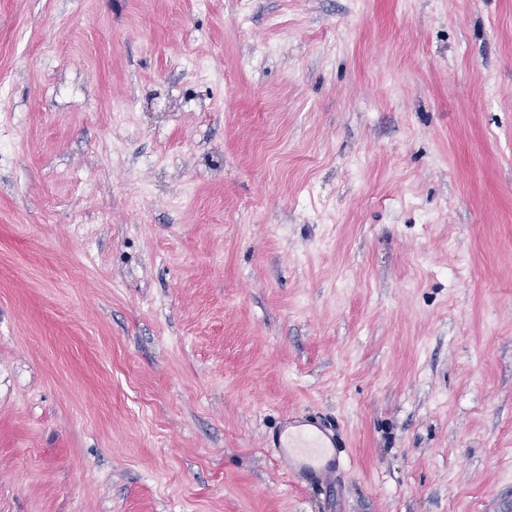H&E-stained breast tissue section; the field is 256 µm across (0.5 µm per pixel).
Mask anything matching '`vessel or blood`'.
Returning a JSON list of instances; mask_svg holds the SVG:
<instances>
[{
    "label": "vessel or blood",
    "mask_w": 512,
    "mask_h": 512,
    "mask_svg": "<svg viewBox=\"0 0 512 512\" xmlns=\"http://www.w3.org/2000/svg\"><path fill=\"white\" fill-rule=\"evenodd\" d=\"M273 446L289 472L314 484L330 485L341 466L336 432L309 417H289L272 437Z\"/></svg>",
    "instance_id": "1"
}]
</instances>
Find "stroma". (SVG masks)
Wrapping results in <instances>:
<instances>
[{
    "instance_id": "1",
    "label": "stroma",
    "mask_w": 512,
    "mask_h": 512,
    "mask_svg": "<svg viewBox=\"0 0 512 512\" xmlns=\"http://www.w3.org/2000/svg\"><path fill=\"white\" fill-rule=\"evenodd\" d=\"M0 512H512V0H0ZM280 462L314 484L329 486L340 469L336 430L309 417L291 416L272 437Z\"/></svg>"
}]
</instances>
